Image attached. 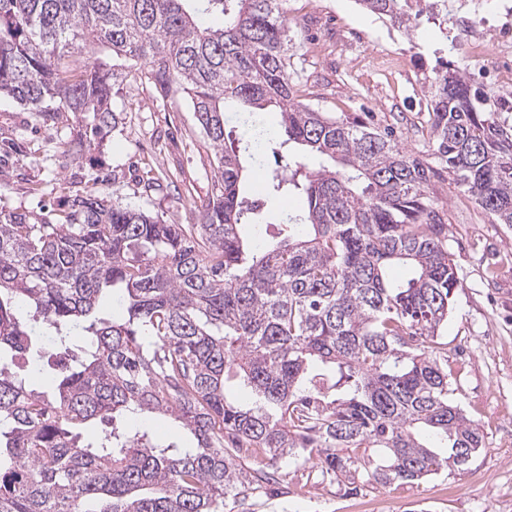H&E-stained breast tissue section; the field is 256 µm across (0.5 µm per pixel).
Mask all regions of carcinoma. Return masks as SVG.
I'll return each mask as SVG.
<instances>
[{"mask_svg":"<svg viewBox=\"0 0 512 512\" xmlns=\"http://www.w3.org/2000/svg\"><path fill=\"white\" fill-rule=\"evenodd\" d=\"M188 2L0 0V96L45 126L73 121L79 148L103 140L117 74L66 63L90 37L179 86L216 158L199 224L92 192L57 221L0 208V512H224L274 481L248 453L273 467L306 456L310 474L356 494L461 468L482 447L440 355L460 281L430 186L449 174L512 224V103L436 73L420 128L435 168L389 131L301 101L281 0H195L219 19L209 27ZM356 2L399 27L412 18L405 0ZM229 101L278 108L279 146L324 160L266 174L304 207L262 250L242 234L243 154L271 138L226 132ZM116 290L124 314L102 315ZM33 361L50 391L27 377ZM127 413L168 417L194 446L131 429Z\"/></svg>","mask_w":512,"mask_h":512,"instance_id":"obj_1","label":"carcinoma"}]
</instances>
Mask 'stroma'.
<instances>
[{"instance_id": "1", "label": "stroma", "mask_w": 512, "mask_h": 512, "mask_svg": "<svg viewBox=\"0 0 512 512\" xmlns=\"http://www.w3.org/2000/svg\"><path fill=\"white\" fill-rule=\"evenodd\" d=\"M297 17L292 62L310 107L334 117L389 129L401 146L422 147L420 126L438 63L471 74L467 37L456 26L423 13L400 28L356 0H284ZM111 59L118 74L111 107L118 123L100 148L71 152L77 129H47L36 115L0 97V208L62 214L69 200L98 192L168 224H196L197 204L213 187L215 158L190 100L179 88L157 90L128 73V63L88 46L74 67ZM157 181L145 188L142 176ZM434 192L449 218V247L461 283L442 331L454 397L480 429L485 447L462 468L408 484L342 485L309 479V462L279 463L277 483L229 512H512V225L492 223L453 181ZM244 233L265 244L258 226L298 212L294 194L263 191Z\"/></svg>"}]
</instances>
